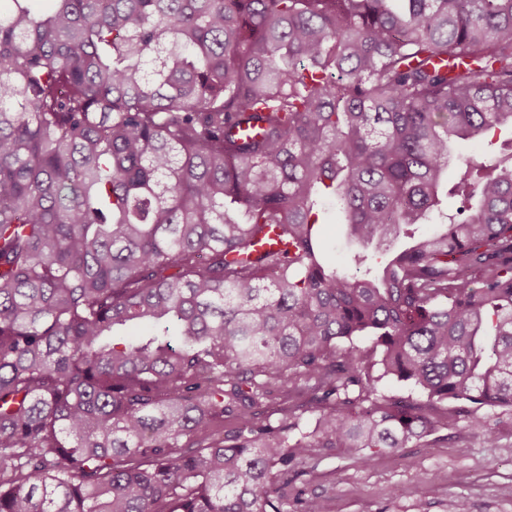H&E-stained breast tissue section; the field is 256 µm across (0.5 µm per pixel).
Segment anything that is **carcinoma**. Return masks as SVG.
I'll use <instances>...</instances> for the list:
<instances>
[{
    "instance_id": "1",
    "label": "carcinoma",
    "mask_w": 512,
    "mask_h": 512,
    "mask_svg": "<svg viewBox=\"0 0 512 512\" xmlns=\"http://www.w3.org/2000/svg\"><path fill=\"white\" fill-rule=\"evenodd\" d=\"M40 2L0 0V512H288L303 459L512 429V137L450 150L512 134V0ZM319 237L327 262L336 266L351 264L352 252L345 236L343 224H336L333 212L327 211L326 224H319ZM377 389L380 394L385 396H408L412 394L414 399H418L420 401H426V396L421 394L418 391H411L410 387L403 383L398 382L396 379L385 376L377 383Z\"/></svg>"
}]
</instances>
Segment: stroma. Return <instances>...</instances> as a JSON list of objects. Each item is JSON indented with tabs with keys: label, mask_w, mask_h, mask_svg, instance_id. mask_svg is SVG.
Listing matches in <instances>:
<instances>
[{
	"label": "stroma",
	"mask_w": 512,
	"mask_h": 512,
	"mask_svg": "<svg viewBox=\"0 0 512 512\" xmlns=\"http://www.w3.org/2000/svg\"><path fill=\"white\" fill-rule=\"evenodd\" d=\"M501 414L483 408V428L463 416L439 429L433 447L412 444L367 463L342 450L306 459L288 486V510L297 512L298 498L318 497L329 512H455L461 500L468 512H512V431L491 446L483 436Z\"/></svg>",
	"instance_id": "1"
}]
</instances>
